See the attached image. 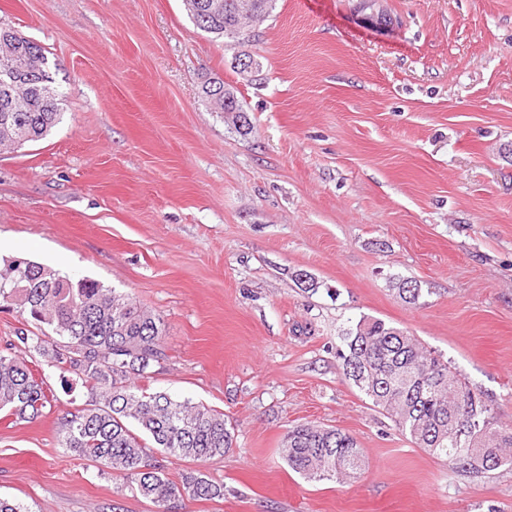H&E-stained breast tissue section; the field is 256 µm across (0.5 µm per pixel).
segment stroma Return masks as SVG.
I'll list each match as a JSON object with an SVG mask.
<instances>
[{"mask_svg":"<svg viewBox=\"0 0 512 512\" xmlns=\"http://www.w3.org/2000/svg\"><path fill=\"white\" fill-rule=\"evenodd\" d=\"M278 0L249 42L197 29L182 0H0L45 48L62 121L0 152L11 256L128 294L161 317L148 391L203 403L228 454L166 458L221 501L180 512H512V469L462 471L402 435L344 376L359 317L406 330L512 425V0ZM259 55L263 83L231 66ZM232 87L239 135L204 101ZM315 280L305 288L297 273ZM417 282L418 305L396 279ZM37 420L0 422V497L29 512H157L122 477L60 448L83 407L44 367ZM352 435L347 482L289 469L284 437ZM202 92L210 103L214 101L217 104L218 112L232 114L233 126L239 134L248 135L251 131V118L234 91L224 86L222 79L208 78L202 86Z\"/></svg>","mask_w":512,"mask_h":512,"instance_id":"35a3bbf8","label":"stroma"}]
</instances>
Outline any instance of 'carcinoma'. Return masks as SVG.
Here are the masks:
<instances>
[{"mask_svg":"<svg viewBox=\"0 0 512 512\" xmlns=\"http://www.w3.org/2000/svg\"><path fill=\"white\" fill-rule=\"evenodd\" d=\"M216 8L201 14V0H184L195 26L216 38L238 28L237 0H207ZM23 61L10 96L15 123L0 122V151L43 138L60 117V94L48 72L45 50L11 28L0 26V70ZM208 101L232 114L235 130L251 131V118L220 78L202 86ZM396 290L406 303L422 297L417 282L400 279ZM0 307H15L34 324L62 339L50 343L28 329L0 351V414L10 423L31 422L51 404L44 381L14 353L20 344L36 351L49 367L74 376L89 403L59 422L60 446L123 476L127 488L170 512L188 496L224 499V484L191 473L170 480L152 449L192 460L222 457L233 446L224 414L162 391L137 385L166 357L159 317L127 294L82 278L77 281L31 261L11 260L0 268ZM343 374L418 447L476 473L512 468V427L494 422L491 405L448 362L421 346L408 332L382 320L361 317L341 338ZM288 466L310 479H355L364 466L363 449L349 434L302 424L284 442Z\"/></svg>","mask_w":512,"mask_h":512,"instance_id":"obj_1","label":"carcinoma"}]
</instances>
